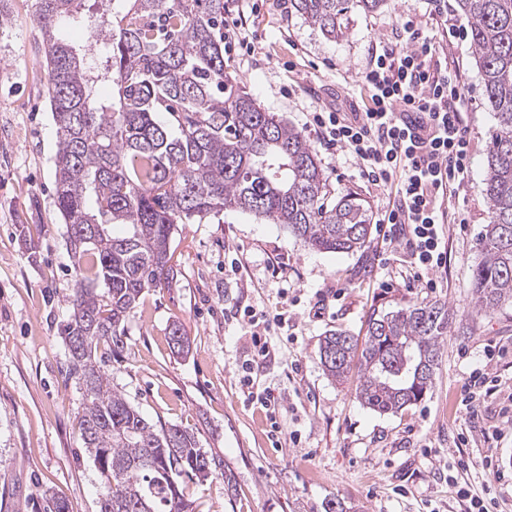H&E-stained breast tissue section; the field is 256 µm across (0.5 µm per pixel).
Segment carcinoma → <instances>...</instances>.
Segmentation results:
<instances>
[{
    "mask_svg": "<svg viewBox=\"0 0 512 512\" xmlns=\"http://www.w3.org/2000/svg\"><path fill=\"white\" fill-rule=\"evenodd\" d=\"M387 0H290L329 40L347 32V14ZM496 125L485 169L488 222L473 272L475 305L512 304V0H456ZM224 0H34L42 32L47 95L57 126L56 207L66 226L77 288L61 328L69 375L82 391L79 430L103 479L100 512H193L187 482L224 477L229 468L199 448L194 434L156 424L105 371L124 348L125 322L145 291L169 273L175 225L238 210L281 224L319 252L366 246L371 214L352 192L320 203L327 175L305 136L266 111L224 70ZM86 18L82 47L61 35L63 18ZM112 86V98L96 97ZM167 112L179 134L158 114ZM126 226L122 236L110 231ZM101 282L103 291L85 283ZM452 318L429 301L370 318L359 339L332 330L319 348L326 374L355 373L358 401L396 413L423 399L441 361ZM170 341L189 349L182 325Z\"/></svg>",
    "mask_w": 512,
    "mask_h": 512,
    "instance_id": "cac0c4a2",
    "label": "carcinoma"
}]
</instances>
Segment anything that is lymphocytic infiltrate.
<instances>
[{"mask_svg":"<svg viewBox=\"0 0 512 512\" xmlns=\"http://www.w3.org/2000/svg\"><path fill=\"white\" fill-rule=\"evenodd\" d=\"M401 29L362 75L370 107L353 116L316 112L312 123L325 148L357 160L370 186H396L398 200L378 222L410 248L414 280L432 288L446 260L447 202L469 172L472 150L459 72L435 61L417 21L406 19Z\"/></svg>","mask_w":512,"mask_h":512,"instance_id":"f902f5d3","label":"lymphocytic infiltrate"}]
</instances>
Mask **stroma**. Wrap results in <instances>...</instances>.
<instances>
[{
	"label": "stroma",
	"mask_w": 512,
	"mask_h": 512,
	"mask_svg": "<svg viewBox=\"0 0 512 512\" xmlns=\"http://www.w3.org/2000/svg\"><path fill=\"white\" fill-rule=\"evenodd\" d=\"M33 0H0V512H99L100 474L79 437L82 392L68 375L59 327L76 286L67 233L55 206L57 127L47 99L42 34ZM239 37L252 52L224 67L258 103L301 131L328 176L323 197L359 195L372 215L393 204L394 189L370 187L349 155L329 154L307 122L323 109L362 112L370 92L361 81L374 47L392 42L406 16L438 36L426 0H388L378 11L348 15L344 38L332 41L280 0H227ZM459 69L473 161L451 209L461 223L444 227L447 264L436 287L402 279L410 250L372 232L363 251L321 253L283 225L227 210L177 225L170 274L140 299L126 325V345L105 368L112 386L149 421L175 424L232 469L238 495L220 478L190 484L194 512H321L341 497L360 512H470L471 495L491 493L495 512H512V479H496L491 456L512 472V306L473 305L472 276L488 222L487 149L495 120L482 100V79L468 40L447 45ZM31 235L28 256L21 234ZM389 257L388 269L378 265ZM326 294L324 309L315 303ZM445 302L452 323L432 388L415 405L381 414L356 398L357 376L337 382L320 363L328 331L365 336L371 317L411 305ZM281 316L268 338L270 355L239 381L249 338L241 316ZM180 322L187 354L174 351L169 326ZM496 358H486L487 350ZM495 377L474 417L459 406L470 371ZM269 392L275 416L250 400ZM467 468H459V461Z\"/></svg>",
	"instance_id": "1"
}]
</instances>
